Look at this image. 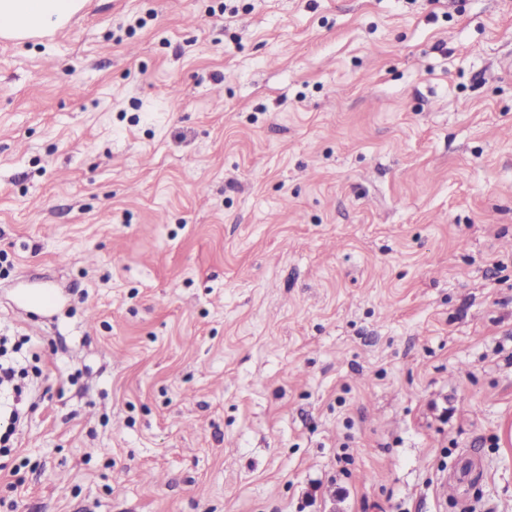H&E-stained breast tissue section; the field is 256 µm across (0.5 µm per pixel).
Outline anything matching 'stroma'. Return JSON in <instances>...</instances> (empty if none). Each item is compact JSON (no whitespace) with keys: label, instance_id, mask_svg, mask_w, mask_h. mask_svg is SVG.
<instances>
[{"label":"stroma","instance_id":"stroma-1","mask_svg":"<svg viewBox=\"0 0 512 512\" xmlns=\"http://www.w3.org/2000/svg\"><path fill=\"white\" fill-rule=\"evenodd\" d=\"M0 253V512H512V0L0 39ZM29 341L26 336H0V455L9 454L15 447L17 427L27 416V397L42 375L41 368L28 364L22 352Z\"/></svg>","mask_w":512,"mask_h":512}]
</instances>
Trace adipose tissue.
Returning <instances> with one entry per match:
<instances>
[{"instance_id": "ef3b65f1", "label": "adipose tissue", "mask_w": 512, "mask_h": 512, "mask_svg": "<svg viewBox=\"0 0 512 512\" xmlns=\"http://www.w3.org/2000/svg\"><path fill=\"white\" fill-rule=\"evenodd\" d=\"M83 0H0V36L24 39L63 26Z\"/></svg>"}]
</instances>
